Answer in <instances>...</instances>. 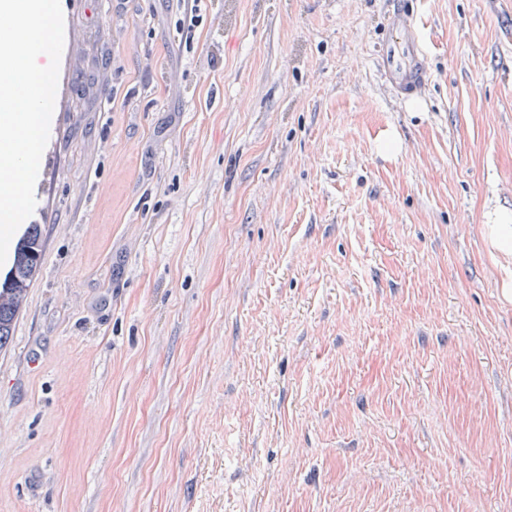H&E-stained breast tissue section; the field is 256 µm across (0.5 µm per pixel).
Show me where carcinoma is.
<instances>
[{
  "instance_id": "obj_1",
  "label": "carcinoma",
  "mask_w": 512,
  "mask_h": 512,
  "mask_svg": "<svg viewBox=\"0 0 512 512\" xmlns=\"http://www.w3.org/2000/svg\"><path fill=\"white\" fill-rule=\"evenodd\" d=\"M42 251L40 225L30 224L14 246L9 271L0 279V351L12 340L16 316L36 273L40 271Z\"/></svg>"
}]
</instances>
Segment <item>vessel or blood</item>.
<instances>
[{
  "mask_svg": "<svg viewBox=\"0 0 512 512\" xmlns=\"http://www.w3.org/2000/svg\"><path fill=\"white\" fill-rule=\"evenodd\" d=\"M392 41L394 46L385 54L383 71L399 93L408 94L424 82L426 75L412 16L395 14L392 21Z\"/></svg>",
  "mask_w": 512,
  "mask_h": 512,
  "instance_id": "vessel-or-blood-1",
  "label": "vessel or blood"
}]
</instances>
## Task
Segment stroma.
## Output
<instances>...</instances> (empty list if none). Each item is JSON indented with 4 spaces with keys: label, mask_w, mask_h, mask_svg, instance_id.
Segmentation results:
<instances>
[{
    "label": "stroma",
    "mask_w": 512,
    "mask_h": 512,
    "mask_svg": "<svg viewBox=\"0 0 512 512\" xmlns=\"http://www.w3.org/2000/svg\"><path fill=\"white\" fill-rule=\"evenodd\" d=\"M60 4L0 512H512V0ZM414 19L405 13H397L392 21V42L402 48L396 55L390 47L383 60L384 75L400 94H410L425 80L426 69L416 39ZM397 48V47H396ZM494 224L483 225V235L490 247L494 262L508 272L502 280V296L512 302V210L501 209L494 216Z\"/></svg>",
    "instance_id": "stroma-1"
}]
</instances>
